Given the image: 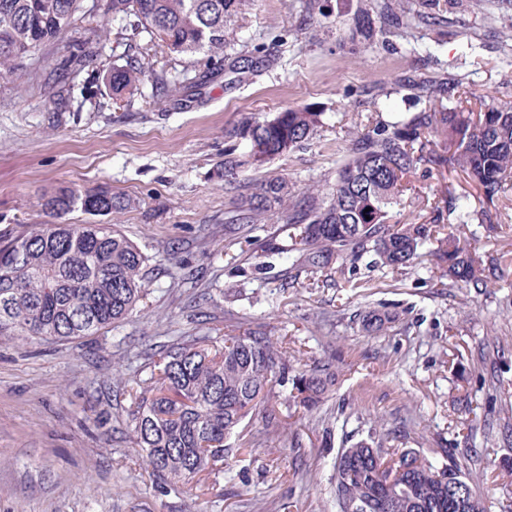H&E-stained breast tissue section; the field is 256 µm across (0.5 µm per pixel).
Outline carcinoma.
Here are the masks:
<instances>
[{
  "instance_id": "cac0c4a2",
  "label": "carcinoma",
  "mask_w": 512,
  "mask_h": 512,
  "mask_svg": "<svg viewBox=\"0 0 512 512\" xmlns=\"http://www.w3.org/2000/svg\"><path fill=\"white\" fill-rule=\"evenodd\" d=\"M87 0H0V72L36 56L86 15ZM242 0H104V14L120 31L146 32L178 55L204 53L224 59L225 72L241 81L263 62L224 48L234 33ZM145 76L131 60L112 67L114 95H134ZM467 101L450 82L432 91ZM321 123V113L285 109L271 118L245 116L229 137L247 139L250 149H224V182L232 197L224 239L233 244L248 224L276 211L283 224L263 243L264 269L288 260L290 277L309 279L354 272L363 259L369 268L403 271L413 267L421 247L436 242V266L456 283L479 285L481 259L451 234L440 235L443 209L433 207L428 223L392 224L403 181L417 171L445 177L461 172L481 188L479 208L468 197H450L448 215L457 224L479 220L498 224L512 196V103L478 113L440 103L403 123L367 124L338 160L336 179L291 203L288 181L264 179L255 190L238 178L260 170L302 146ZM130 201L106 189L62 186L44 198L53 220L75 209L92 216L112 215ZM146 257L114 224H37L0 243V337L65 341L93 334L125 320L148 294ZM389 315L362 317L368 333L384 330ZM336 383L331 362L288 363V347L265 331L238 336L180 337L170 344L150 378L133 381L131 413L134 447L164 483H189L224 462V439L261 405L272 388L291 386L288 402L312 410ZM386 439L370 437L342 449L336 462V505L348 502L360 512H484L480 498L455 466L435 467L413 449L397 451ZM464 496V508L448 502V486Z\"/></svg>"
}]
</instances>
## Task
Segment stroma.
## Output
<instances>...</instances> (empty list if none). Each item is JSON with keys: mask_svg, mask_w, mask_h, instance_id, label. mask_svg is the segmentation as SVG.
Here are the masks:
<instances>
[{"mask_svg": "<svg viewBox=\"0 0 512 512\" xmlns=\"http://www.w3.org/2000/svg\"><path fill=\"white\" fill-rule=\"evenodd\" d=\"M369 2L243 0L228 52L267 65L240 82L220 60L172 54L144 33L118 38L100 12L0 74V236L46 223L42 196L56 186L109 187L131 201L108 221L148 255L151 289L128 319L91 336L0 338V512H337L336 458L375 431L458 466L485 512H512V266L482 290L439 280L426 255L401 273L363 268L322 288L285 286V262L261 269L270 222L255 226L236 264L224 255L225 131L243 116L321 113L304 149L246 174L256 184L285 177L299 196L335 176L337 149L368 120L428 107L415 84L455 78L484 105L512 101V0H464L439 27L419 19V0H397L404 26L386 40L356 31ZM92 29L100 45L75 66ZM130 58L176 83V98L147 78L141 96L115 100L108 74ZM448 183L476 191L457 173L412 177L392 223L426 222ZM445 230L485 259L512 252V218L494 232ZM368 311L394 321L369 334L359 322ZM256 327L287 343L291 364L336 358L332 392L298 413L275 389L225 439L237 451L228 465L189 485L159 482L133 450L125 381L147 377L170 337Z\"/></svg>", "mask_w": 512, "mask_h": 512, "instance_id": "stroma-1", "label": "stroma"}]
</instances>
